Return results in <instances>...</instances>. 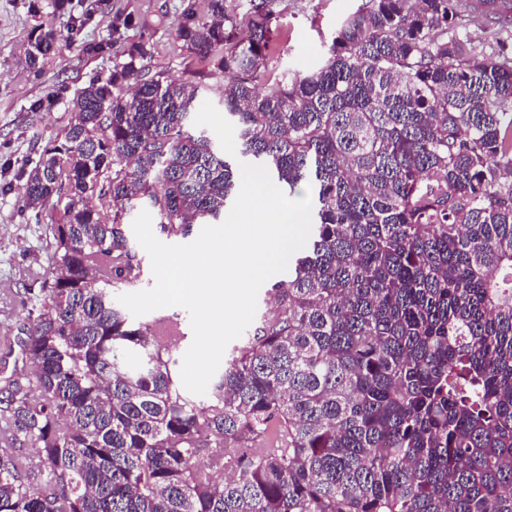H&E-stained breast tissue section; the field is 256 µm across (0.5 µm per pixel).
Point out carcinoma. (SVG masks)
Returning <instances> with one entry per match:
<instances>
[{
  "label": "carcinoma",
  "instance_id": "carcinoma-1",
  "mask_svg": "<svg viewBox=\"0 0 512 512\" xmlns=\"http://www.w3.org/2000/svg\"><path fill=\"white\" fill-rule=\"evenodd\" d=\"M224 2L178 20L199 83L127 43L20 177L53 270L0 388V512H512V57L451 35L461 0H365L318 68L279 73L276 0ZM54 40L30 34L31 64ZM206 80L236 159L191 121ZM241 161L309 188L312 231L198 403L182 333L114 297L141 275L123 220L186 239ZM128 310V309H127ZM129 312V310H128ZM130 313V312H129ZM166 314H177L179 318L181 319L182 325H183V332L185 338L181 341H179L173 348L171 349V361H175V364H171V370L174 381L183 387V389L189 394L191 398L196 400L197 402H200L204 399L205 395H195L190 393L185 389V387L182 384L181 381V366H182V360L185 352L189 348V346L192 343L193 340V333L191 329L190 324V316L189 313L182 307H168V308H162L155 311H152L150 313H147L145 315L134 317L131 313L130 315L137 320L143 321V322H149L152 320V318L160 316V315H166Z\"/></svg>",
  "mask_w": 512,
  "mask_h": 512
}]
</instances>
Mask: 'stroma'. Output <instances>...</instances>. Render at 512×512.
<instances>
[{
  "instance_id": "obj_1",
  "label": "stroma",
  "mask_w": 512,
  "mask_h": 512,
  "mask_svg": "<svg viewBox=\"0 0 512 512\" xmlns=\"http://www.w3.org/2000/svg\"><path fill=\"white\" fill-rule=\"evenodd\" d=\"M364 0H278L280 16L273 25L278 45L272 64L302 72L322 60L323 43L338 24ZM194 4L205 11L207 0H0V382L12 373L4 356L10 342L23 336L28 310L25 289L36 278L50 277L53 239L46 212L26 209L10 191L21 171L31 169L48 142L62 137L71 120V100L90 77L107 75L121 59L128 41L146 40L155 66L176 79L190 80L202 62L187 57L175 42L182 9ZM130 17L123 39L113 40V17ZM52 31L56 41L38 66L29 63V33ZM485 53L512 54V17L499 18L486 10H468L456 29ZM112 40L109 55L91 56L86 44ZM65 93L52 95L54 86ZM38 110H31L34 101ZM197 123L224 145L226 156L238 154V140L225 121L219 91L201 95Z\"/></svg>"
}]
</instances>
